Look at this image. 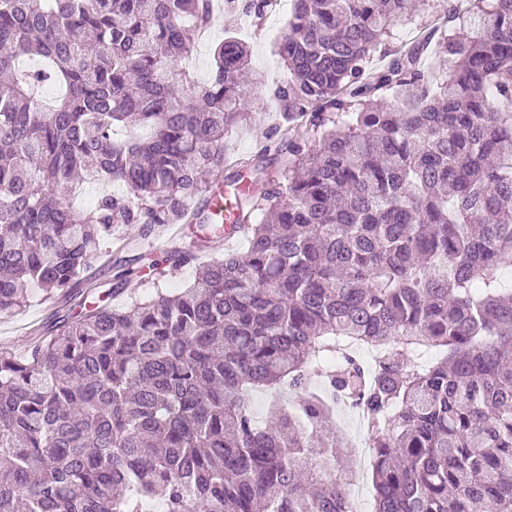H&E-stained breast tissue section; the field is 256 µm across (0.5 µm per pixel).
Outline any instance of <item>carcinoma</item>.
Here are the masks:
<instances>
[{
	"label": "carcinoma",
	"mask_w": 512,
	"mask_h": 512,
	"mask_svg": "<svg viewBox=\"0 0 512 512\" xmlns=\"http://www.w3.org/2000/svg\"><path fill=\"white\" fill-rule=\"evenodd\" d=\"M410 2L295 0L287 78L256 110L242 40L204 80L190 60L216 18L258 25L268 0H0V318L81 299L0 348V512L160 493L165 512H352L339 403L365 413L375 512H512V0L447 6L393 51ZM433 42L448 67L425 65ZM268 111L274 145L226 176L228 222L204 200L194 249L152 262L201 277L147 297L128 268L89 298L116 230L181 223L229 131ZM94 183L122 192L76 206ZM244 224L245 252L207 253ZM419 346L443 358L413 365ZM287 388L297 404L256 426L253 392Z\"/></svg>",
	"instance_id": "1"
}]
</instances>
